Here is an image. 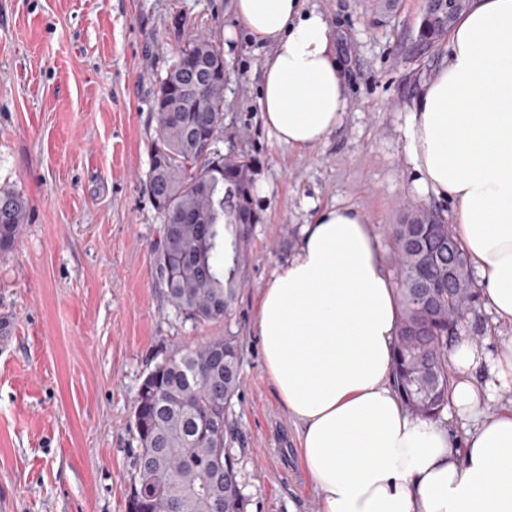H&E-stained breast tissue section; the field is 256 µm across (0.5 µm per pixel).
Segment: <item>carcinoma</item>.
<instances>
[{
    "instance_id": "carcinoma-1",
    "label": "carcinoma",
    "mask_w": 512,
    "mask_h": 512,
    "mask_svg": "<svg viewBox=\"0 0 512 512\" xmlns=\"http://www.w3.org/2000/svg\"><path fill=\"white\" fill-rule=\"evenodd\" d=\"M454 20L424 15L419 42L430 45ZM223 54L204 36L176 52L154 94L157 126L144 182L162 220L152 246L155 283L178 315L195 324L227 320L245 284L253 208V167L224 154V73L204 63ZM26 217L22 196L0 190V253L15 246ZM420 209L391 229L401 311L393 351L396 388L409 410L429 419L448 406V345L478 298L466 252L448 251V224ZM430 260L435 304L413 300L410 275ZM459 268L448 289V268ZM240 337L214 336L163 358L143 380L134 413L139 440L129 512H246L231 448L228 409L240 387ZM224 471V489L210 475Z\"/></svg>"
}]
</instances>
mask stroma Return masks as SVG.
Instances as JSON below:
<instances>
[{
    "mask_svg": "<svg viewBox=\"0 0 512 512\" xmlns=\"http://www.w3.org/2000/svg\"><path fill=\"white\" fill-rule=\"evenodd\" d=\"M308 4L333 28L347 108L322 145L295 151L259 112L273 47L250 38L232 0H0V190L27 203L0 255V512H127L142 381L174 346L224 334L242 341L230 418L247 512H317L298 430L264 374L259 294L319 208L358 209L390 267L392 225L420 207L454 215L416 185L407 154L410 109L448 58L447 40L418 42L425 0ZM193 34L224 56L220 148L253 160L265 187L246 285L230 319L205 326L155 285L162 223L143 187L156 84ZM463 332L492 358L512 324L480 303Z\"/></svg>",
    "mask_w": 512,
    "mask_h": 512,
    "instance_id": "stroma-1",
    "label": "stroma"
}]
</instances>
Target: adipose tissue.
Here are the masks:
<instances>
[{
  "label": "adipose tissue",
  "mask_w": 512,
  "mask_h": 512,
  "mask_svg": "<svg viewBox=\"0 0 512 512\" xmlns=\"http://www.w3.org/2000/svg\"><path fill=\"white\" fill-rule=\"evenodd\" d=\"M256 43L274 50L259 107L278 144L308 151L347 106L328 19L305 0H233ZM417 184L453 204L455 233L485 305L512 322V0H479L449 34L448 62L419 93L407 134ZM400 297L367 218L320 210L258 298L264 374L299 432L318 512H512V339L488 358L450 349L448 402L464 438L410 414L393 385Z\"/></svg>",
  "instance_id": "ef3b65f1"
}]
</instances>
